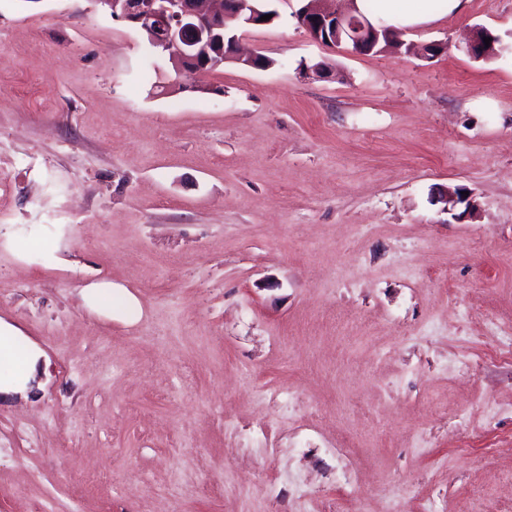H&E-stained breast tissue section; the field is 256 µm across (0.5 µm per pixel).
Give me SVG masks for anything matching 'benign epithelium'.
Instances as JSON below:
<instances>
[{"instance_id": "7a95c632", "label": "benign epithelium", "mask_w": 512, "mask_h": 512, "mask_svg": "<svg viewBox=\"0 0 512 512\" xmlns=\"http://www.w3.org/2000/svg\"><path fill=\"white\" fill-rule=\"evenodd\" d=\"M110 6L111 16L147 33L150 44L168 55L174 69L204 73L234 60L251 66L256 56L238 53V39L229 48L211 49L213 31L262 24V0H96ZM309 36L325 46L346 43L357 53L371 52L391 30L358 14L336 11V0H307L298 14Z\"/></svg>"}]
</instances>
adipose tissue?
<instances>
[{
	"instance_id": "1",
	"label": "adipose tissue",
	"mask_w": 512,
	"mask_h": 512,
	"mask_svg": "<svg viewBox=\"0 0 512 512\" xmlns=\"http://www.w3.org/2000/svg\"><path fill=\"white\" fill-rule=\"evenodd\" d=\"M354 7L386 25L411 27L431 21L439 11L450 15L459 12L462 0H355ZM80 294L90 310L108 318L133 322L140 316L138 299L110 281L91 283ZM46 358L42 347L20 327L0 318V396L26 398L41 389Z\"/></svg>"
}]
</instances>
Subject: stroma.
I'll list each match as a JSON object with an SVG mask.
<instances>
[{
  "label": "stroma",
  "mask_w": 512,
  "mask_h": 512,
  "mask_svg": "<svg viewBox=\"0 0 512 512\" xmlns=\"http://www.w3.org/2000/svg\"><path fill=\"white\" fill-rule=\"evenodd\" d=\"M273 6L195 92L96 0H0V317L49 356L0 512H512V0L369 54ZM82 301L92 311L108 318L134 322L140 316L138 299L125 288H116L111 281L101 280L81 288Z\"/></svg>",
  "instance_id": "stroma-1"
}]
</instances>
